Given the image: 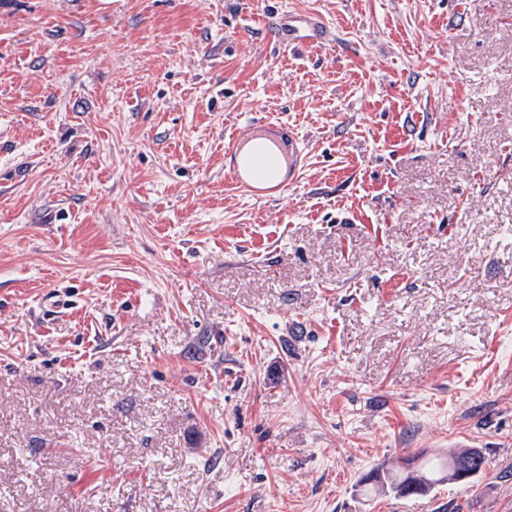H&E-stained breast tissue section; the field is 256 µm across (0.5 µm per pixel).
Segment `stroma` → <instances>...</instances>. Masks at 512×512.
I'll return each mask as SVG.
<instances>
[{
    "label": "stroma",
    "mask_w": 512,
    "mask_h": 512,
    "mask_svg": "<svg viewBox=\"0 0 512 512\" xmlns=\"http://www.w3.org/2000/svg\"><path fill=\"white\" fill-rule=\"evenodd\" d=\"M0 512H512V0H0ZM270 26L279 41L288 46L336 42L324 21L307 14L282 13L274 17ZM274 124L264 118L256 120L250 128L249 133L246 135H238L228 145L225 154L226 157L231 159V164L228 169V179L230 183L250 195L255 200H269L280 195L284 188L280 184H269L263 189L256 187L255 182L257 178V167L254 161L249 157L241 155V148L243 145L258 136V129L266 130ZM485 464V456L480 449L474 448V446L471 445H463L458 449L450 451L448 457L446 456L443 460H421L417 469L423 478L424 486L419 490L410 491L408 489V473L405 475H397L387 473L383 469L381 473L380 470L373 473L375 476L372 477V479H374L377 484L372 485L375 491H378L379 488L384 489L386 485V487H389L400 496L422 495L429 492L438 483L449 481L448 471L452 466H457L469 473L467 479L461 482L462 484H466L481 473ZM370 476H368V478Z\"/></svg>",
    "instance_id": "obj_1"
}]
</instances>
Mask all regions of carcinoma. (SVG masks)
<instances>
[{"label":"carcinoma","instance_id":"carcinoma-1","mask_svg":"<svg viewBox=\"0 0 512 512\" xmlns=\"http://www.w3.org/2000/svg\"><path fill=\"white\" fill-rule=\"evenodd\" d=\"M486 464L485 456L478 448H458L448 453V457L442 460H425L418 464L417 469L423 478V487L411 491L407 486V476L383 472H375L374 490L385 486L400 496L422 495L429 492L435 485L449 480L448 471L457 466L468 472L466 482H471Z\"/></svg>","mask_w":512,"mask_h":512}]
</instances>
